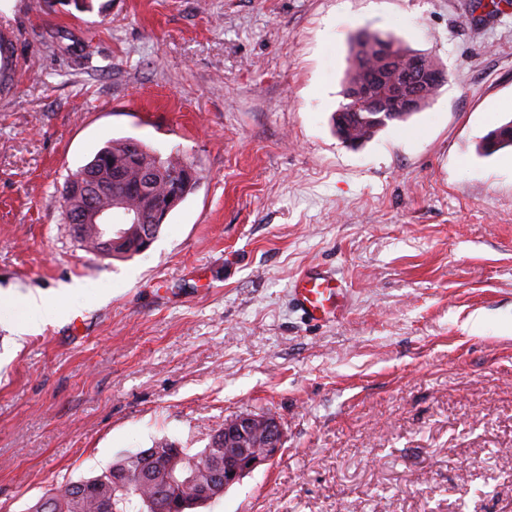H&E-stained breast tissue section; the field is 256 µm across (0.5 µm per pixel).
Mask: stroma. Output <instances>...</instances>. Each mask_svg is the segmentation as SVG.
<instances>
[{
    "mask_svg": "<svg viewBox=\"0 0 512 512\" xmlns=\"http://www.w3.org/2000/svg\"><path fill=\"white\" fill-rule=\"evenodd\" d=\"M0 0V512L166 438L270 413L284 446L198 512H512V5L480 0ZM448 81L352 147V39ZM133 138L197 172L151 246L103 258L68 176ZM348 285L308 321L290 283ZM83 283L82 291L66 285ZM69 309L19 337L22 299ZM12 33L2 29L0 32V82L9 85L13 81L18 60L14 57ZM2 43V49H1ZM509 146H512V120L491 130L483 138L480 148L485 155H491Z\"/></svg>",
    "mask_w": 512,
    "mask_h": 512,
    "instance_id": "1",
    "label": "stroma"
}]
</instances>
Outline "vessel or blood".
<instances>
[{"label": "vessel or blood", "mask_w": 512, "mask_h": 512, "mask_svg": "<svg viewBox=\"0 0 512 512\" xmlns=\"http://www.w3.org/2000/svg\"><path fill=\"white\" fill-rule=\"evenodd\" d=\"M18 61L14 57L10 31L0 32V83L13 81ZM291 293L305 318L313 322H328L341 312L346 289L336 275L327 270H307L293 282Z\"/></svg>", "instance_id": "b4317fda"}]
</instances>
